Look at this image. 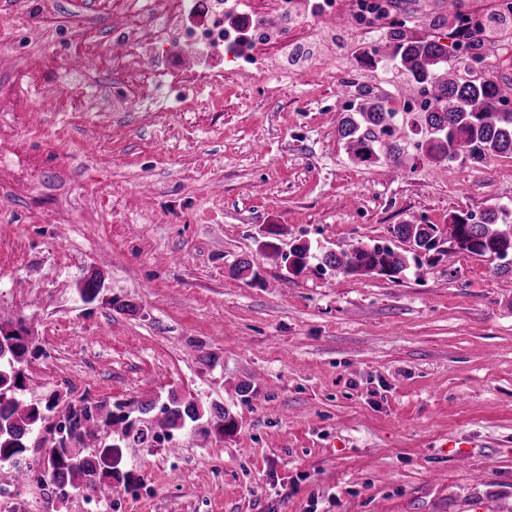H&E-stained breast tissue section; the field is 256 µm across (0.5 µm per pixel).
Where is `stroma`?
<instances>
[{
	"label": "stroma",
	"instance_id": "1",
	"mask_svg": "<svg viewBox=\"0 0 512 512\" xmlns=\"http://www.w3.org/2000/svg\"><path fill=\"white\" fill-rule=\"evenodd\" d=\"M344 33L302 18L320 75L280 49L262 79L232 75L224 105L174 112H70L55 86L83 64L73 42L14 63L0 50V324L39 353L22 395L66 404L224 405L237 429L199 421L171 443L127 442L141 476L98 512H512V273L452 248L399 281L288 274L281 257L392 242L414 219L512 207V155L430 160L414 113L396 115L404 175L351 162L338 135L343 85L389 102L415 92L360 48L391 21L430 34L434 0H388L376 28L340 0ZM43 104L33 109L34 95ZM279 255L261 283L228 276L268 225ZM99 273L103 287L79 290ZM128 303L125 311L113 300ZM0 490L83 512L50 483Z\"/></svg>",
	"mask_w": 512,
	"mask_h": 512
}]
</instances>
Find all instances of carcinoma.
I'll return each instance as SVG.
<instances>
[{"instance_id":"obj_1","label":"carcinoma","mask_w":512,"mask_h":512,"mask_svg":"<svg viewBox=\"0 0 512 512\" xmlns=\"http://www.w3.org/2000/svg\"><path fill=\"white\" fill-rule=\"evenodd\" d=\"M487 21L488 26H482L476 15L463 11L462 0H453V6H442L432 25L452 30V46L430 36L417 37L404 23L394 22L381 42L361 50L372 63L395 67L424 96L420 112L429 138L423 148L438 163L467 160L484 165L512 154V109L507 107L512 83L479 67L485 60L481 34L488 27L511 29L512 16L492 14ZM356 96L357 103L343 106L338 129L348 158L355 164L400 171V149L394 140L396 111L365 86L356 88ZM450 223L457 230L448 243L458 252L486 258L498 272L512 271V264L503 263L504 257H512V209L494 204L477 219L471 213H459ZM393 234L407 249L401 252L380 241L360 242L340 252H325L319 267H330L346 277L379 275L397 281L409 259H417V250L431 252L441 243L435 224L407 221L395 225ZM288 267L292 275L311 268L310 246H295ZM30 348L32 343L20 331L0 329V462L21 468L27 442L41 434L46 413L55 411L64 415L67 433L44 448L42 463L56 497L66 499L83 489L103 495L114 482L126 487L138 484L140 478L121 470L119 464L122 443L144 438L140 420L121 407L114 413L106 404L88 398L63 408L53 397L42 406L27 404L15 391L21 388L18 364ZM201 417L196 402L173 396L152 422L174 430ZM213 417L220 432L235 430L234 419L223 407L214 406Z\"/></svg>"}]
</instances>
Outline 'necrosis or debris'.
Instances as JSON below:
<instances>
[{"label": "necrosis or debris", "mask_w": 512, "mask_h": 512, "mask_svg": "<svg viewBox=\"0 0 512 512\" xmlns=\"http://www.w3.org/2000/svg\"><path fill=\"white\" fill-rule=\"evenodd\" d=\"M98 12L113 18L114 85L132 86L140 105L165 111L164 91L202 92L224 85L223 57L237 71L261 69L272 42L290 44L294 31L274 16L248 8L224 9L222 0H100ZM94 22L80 13L61 14L54 0H17L9 19L14 59L28 57L40 36L66 28L71 40H86Z\"/></svg>", "instance_id": "necrosis-or-debris-1"}]
</instances>
